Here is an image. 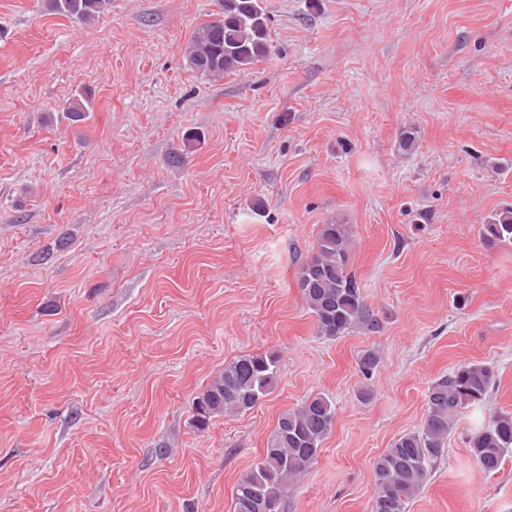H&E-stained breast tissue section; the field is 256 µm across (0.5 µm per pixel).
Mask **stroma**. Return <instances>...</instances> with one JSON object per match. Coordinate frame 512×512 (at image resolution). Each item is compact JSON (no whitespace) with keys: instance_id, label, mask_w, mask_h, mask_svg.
Returning <instances> with one entry per match:
<instances>
[{"instance_id":"obj_1","label":"stroma","mask_w":512,"mask_h":512,"mask_svg":"<svg viewBox=\"0 0 512 512\" xmlns=\"http://www.w3.org/2000/svg\"><path fill=\"white\" fill-rule=\"evenodd\" d=\"M262 5L268 56L212 79L184 51L216 0L87 23L0 0V512H232L279 415L317 394L334 426L285 512H370L376 458L440 376L491 364L481 413H512V243L479 236L512 206V0ZM323 224L349 226L379 331L319 335L297 279ZM266 351L272 392L197 431L194 399ZM470 428L407 512H512V457L484 474ZM92 110L91 96L85 93L75 94L67 99L61 108L62 116L71 123L84 121Z\"/></svg>"}]
</instances>
